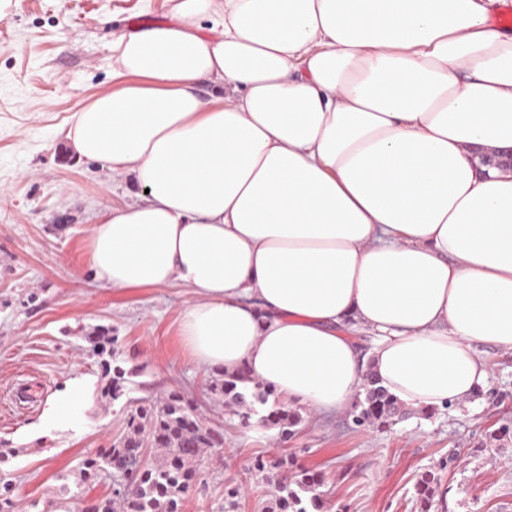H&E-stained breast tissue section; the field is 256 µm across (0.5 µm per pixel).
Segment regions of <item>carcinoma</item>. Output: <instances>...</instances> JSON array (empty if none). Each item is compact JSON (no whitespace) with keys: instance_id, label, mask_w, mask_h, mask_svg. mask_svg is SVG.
<instances>
[{"instance_id":"carcinoma-1","label":"carcinoma","mask_w":512,"mask_h":512,"mask_svg":"<svg viewBox=\"0 0 512 512\" xmlns=\"http://www.w3.org/2000/svg\"><path fill=\"white\" fill-rule=\"evenodd\" d=\"M104 366L112 371L106 394L117 400L125 394V371L108 362ZM244 382L245 378L241 376L217 379L211 383L210 392L231 409L273 401L271 409L260 417V421L280 426L282 437L289 438L292 427L300 421L299 414L279 401L271 389L256 384L250 392L242 386ZM125 409L124 434L112 444L109 454L102 460L90 458L85 463L87 477L103 464L109 469H129L128 478L122 480V485L97 504V512H182L184 497L200 481L196 461L201 449L212 447V433L196 408L186 405L177 392L157 401L131 398ZM399 413V402L372 381L364 398L354 406L353 422L358 426L383 428L392 424ZM143 446L159 449L158 461L140 467L127 459L126 449ZM438 481V475L430 471L418 479L416 491L422 512H428ZM319 484L318 473L298 467L291 476L282 477L264 512H323V501L315 492Z\"/></svg>"}]
</instances>
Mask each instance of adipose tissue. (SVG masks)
<instances>
[{
    "mask_svg": "<svg viewBox=\"0 0 512 512\" xmlns=\"http://www.w3.org/2000/svg\"><path fill=\"white\" fill-rule=\"evenodd\" d=\"M63 130L125 175L101 286H181L207 370L330 418L468 404L512 351V33L484 0H168ZM215 92L202 98L200 82Z\"/></svg>",
    "mask_w": 512,
    "mask_h": 512,
    "instance_id": "adipose-tissue-1",
    "label": "adipose tissue"
}]
</instances>
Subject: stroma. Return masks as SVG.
<instances>
[{"instance_id": "obj_1", "label": "stroma", "mask_w": 512, "mask_h": 512, "mask_svg": "<svg viewBox=\"0 0 512 512\" xmlns=\"http://www.w3.org/2000/svg\"><path fill=\"white\" fill-rule=\"evenodd\" d=\"M165 0H0V495L5 512H85L111 496L113 477L84 479L83 463L124 429L127 398L180 393L216 433L183 512H262L284 455L321 474L325 512H419L416 483L440 481L432 512H512V353L485 346L490 376L470 404L408 411L386 428L352 414L302 416L290 438L277 425L243 426L214 399L177 334L184 288L115 291L87 269L93 213L132 202L123 176L76 159L61 126L111 86L113 39L168 21ZM108 332L126 371L125 396L87 336ZM94 387L68 426L49 424L52 400L76 377ZM267 463L258 471L256 461Z\"/></svg>"}]
</instances>
